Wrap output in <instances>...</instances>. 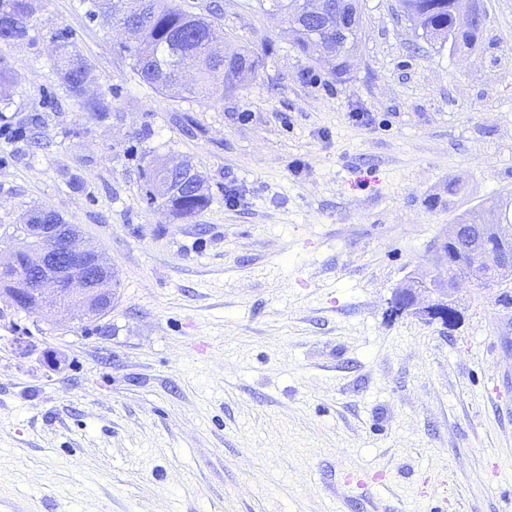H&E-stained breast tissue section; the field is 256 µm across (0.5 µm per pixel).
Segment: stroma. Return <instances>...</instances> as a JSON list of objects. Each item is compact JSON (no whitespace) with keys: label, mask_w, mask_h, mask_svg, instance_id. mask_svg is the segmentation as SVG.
<instances>
[{"label":"stroma","mask_w":512,"mask_h":512,"mask_svg":"<svg viewBox=\"0 0 512 512\" xmlns=\"http://www.w3.org/2000/svg\"><path fill=\"white\" fill-rule=\"evenodd\" d=\"M258 73L202 102L140 83L85 0H39L0 124V225H78L120 286L105 315L0 316V500L27 512H512V284L462 285L449 325L388 302L457 214L512 195V0L476 47H430L360 0L336 78L259 0H218ZM74 41L105 117L61 82ZM191 161L210 206L143 201ZM453 209L434 206L449 179ZM350 471L383 475L354 490ZM430 496H421L423 484Z\"/></svg>","instance_id":"stroma-1"}]
</instances>
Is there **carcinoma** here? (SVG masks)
Here are the masks:
<instances>
[{
    "label": "carcinoma",
    "instance_id": "1",
    "mask_svg": "<svg viewBox=\"0 0 512 512\" xmlns=\"http://www.w3.org/2000/svg\"><path fill=\"white\" fill-rule=\"evenodd\" d=\"M87 14L92 19L103 18L130 29L131 40L118 45V52L128 61L141 83L175 97L188 94L205 101L224 96V89L237 84L245 71L258 67L259 56L253 49L238 44L235 37L224 36L223 51L211 45L209 34L215 29L220 14L210 7L196 13L178 0H83ZM272 7L286 13L288 24L293 26L292 42L303 54L309 56L315 39L328 45L337 63L330 73L334 76L349 72L354 65L353 51L358 47L357 33L346 41L336 42V33L322 25H312L303 17L289 12L293 0H269ZM457 0H400L404 15L421 20L422 37L429 42L455 52L470 48L474 42L460 35L453 26ZM34 0H0V45L23 42L32 29ZM56 67L61 81L72 97L89 114L101 117L109 111V104L100 97L86 96L88 89L97 83L91 63L76 44L66 38L56 47ZM16 78L4 59L0 57V108L10 104ZM184 166L193 172L185 181L180 174L165 172L148 162L142 175L148 186L146 199L166 207L177 217L190 221L211 204L206 181L191 163ZM489 215L491 224H512V207L509 200L499 197L487 206L465 211L457 221L467 224L484 223ZM25 224H62L64 218L57 212L41 207L26 211ZM486 279L498 284L512 281V266L500 262L484 263L480 267Z\"/></svg>",
    "mask_w": 512,
    "mask_h": 512
}]
</instances>
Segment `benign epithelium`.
Segmentation results:
<instances>
[{
	"label": "benign epithelium",
	"mask_w": 512,
	"mask_h": 512,
	"mask_svg": "<svg viewBox=\"0 0 512 512\" xmlns=\"http://www.w3.org/2000/svg\"><path fill=\"white\" fill-rule=\"evenodd\" d=\"M297 12L313 19L328 21L336 18V35H345L360 25L355 17L344 12V4L338 0H298ZM485 25V16L477 0H460L455 13V28L466 31L473 26ZM79 232L74 224H18L3 228V239H21L24 247L20 252L28 257V270H23L17 258L6 264L0 263V280L8 281L13 288L12 296L0 292V316L4 309L13 311L50 314L58 310L80 312V318L90 319L99 314L98 306L108 296L104 289L91 278L89 270L107 269V262L99 251L86 245H75ZM66 280L67 287H57V281ZM458 283L445 288H397L390 299L396 310L410 311L422 318H429L440 304L452 300Z\"/></svg>",
	"instance_id": "obj_1"
}]
</instances>
